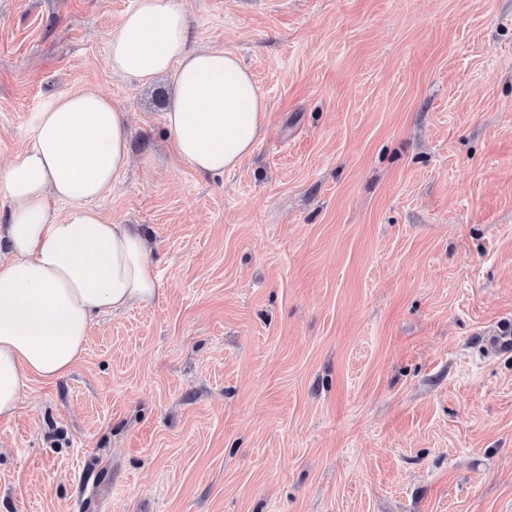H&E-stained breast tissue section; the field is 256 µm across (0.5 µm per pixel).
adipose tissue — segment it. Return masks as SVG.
Instances as JSON below:
<instances>
[{"label":"adipose tissue","instance_id":"adipose-tissue-1","mask_svg":"<svg viewBox=\"0 0 512 512\" xmlns=\"http://www.w3.org/2000/svg\"><path fill=\"white\" fill-rule=\"evenodd\" d=\"M114 76L175 80L164 122L179 161L221 175L250 156L267 104L232 53L195 48L181 0H137L109 39ZM126 113L95 91L60 96L35 117L32 145L0 166L9 202L0 237V417L18 409L27 382L66 376L97 314L155 297L145 239L91 208L131 164ZM68 205L56 216L50 203Z\"/></svg>","mask_w":512,"mask_h":512}]
</instances>
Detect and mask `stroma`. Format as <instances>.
Masks as SVG:
<instances>
[{
  "instance_id": "stroma-1",
  "label": "stroma",
  "mask_w": 512,
  "mask_h": 512,
  "mask_svg": "<svg viewBox=\"0 0 512 512\" xmlns=\"http://www.w3.org/2000/svg\"><path fill=\"white\" fill-rule=\"evenodd\" d=\"M136 3L0 0V163L107 95L158 281L0 418V512H512V0H185L267 103L221 176L110 72Z\"/></svg>"
}]
</instances>
